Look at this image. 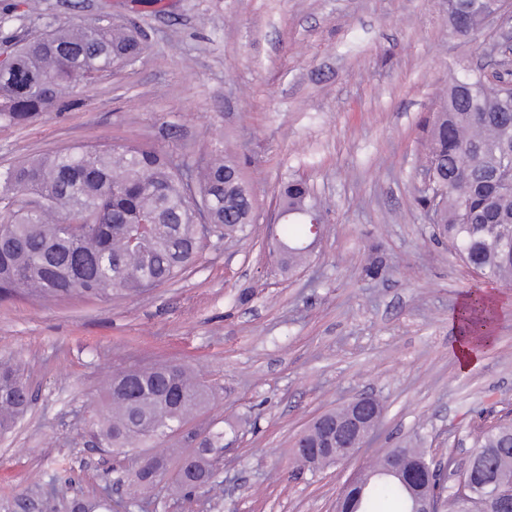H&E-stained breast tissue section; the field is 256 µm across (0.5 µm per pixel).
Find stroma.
I'll return each mask as SVG.
<instances>
[{
  "instance_id": "1",
  "label": "stroma",
  "mask_w": 512,
  "mask_h": 512,
  "mask_svg": "<svg viewBox=\"0 0 512 512\" xmlns=\"http://www.w3.org/2000/svg\"><path fill=\"white\" fill-rule=\"evenodd\" d=\"M139 31L136 60L97 75L37 121L0 124V169L73 145L138 143L177 162L235 160L252 191L247 238L208 242L179 280L109 302H0V356L35 390L0 436V512H65L48 493L69 473L80 499L117 512H334L345 484L408 440L463 458L512 420V285L468 268L420 203L427 123L460 73L488 63L493 25L455 37L448 0H0V54L79 19ZM307 180L325 224L308 263L268 251L281 184ZM493 293V340L461 369L454 317ZM184 363L213 388L200 430L225 449L208 493L167 497L136 482L151 448L124 460L84 422L112 371ZM370 395L383 420L360 456L300 471L299 433Z\"/></svg>"
}]
</instances>
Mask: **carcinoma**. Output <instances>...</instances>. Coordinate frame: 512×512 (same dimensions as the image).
Returning <instances> with one entry per match:
<instances>
[{
    "mask_svg": "<svg viewBox=\"0 0 512 512\" xmlns=\"http://www.w3.org/2000/svg\"><path fill=\"white\" fill-rule=\"evenodd\" d=\"M484 0H461L451 15L452 32L468 37L482 25ZM140 52L136 36L102 18L56 29L30 40L14 62L31 74L19 86L0 74V122L21 125L68 98L95 74ZM469 93L451 83L428 131L427 169L431 187L422 200L440 194L441 234L460 259L481 277L512 282V153L502 135L512 134V106L488 80L484 68L467 67ZM181 165L172 155L138 144L75 145L0 171V299L27 297L58 302L93 299L110 302L176 281L199 259L215 237L245 232L253 197L234 190L222 160L191 169L199 198H207L209 223L197 222V203L186 192ZM279 205L292 212L278 227L288 247L287 265L304 264L311 251L309 225L297 222L321 206L307 182L290 179L279 191ZM79 217L82 224H72ZM465 332L482 335L491 320L485 296L470 294L458 312ZM106 405L90 422L98 444L114 452L148 442L177 438L188 444L202 437L193 470L177 472L176 490L192 496L214 479L212 454L222 431L181 432L210 403L211 393L180 364L123 369L105 385ZM32 403L28 382L11 361L0 362V434L14 428ZM477 448H494L492 467L512 472V420L481 435ZM167 457L149 456L137 473L142 483L164 478ZM382 501L408 512V496L395 480L374 477L362 512H376Z\"/></svg>",
    "mask_w": 512,
    "mask_h": 512,
    "instance_id": "1",
    "label": "carcinoma"
}]
</instances>
